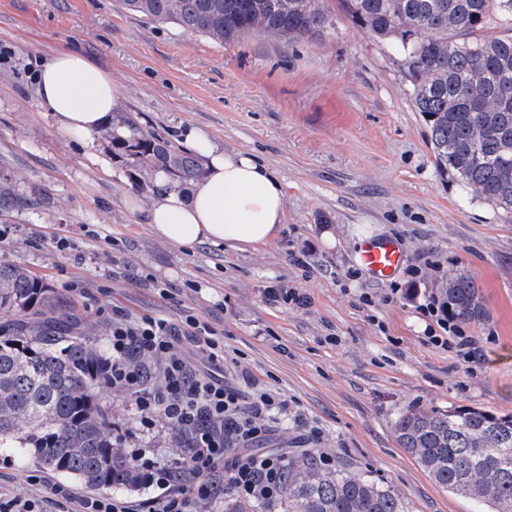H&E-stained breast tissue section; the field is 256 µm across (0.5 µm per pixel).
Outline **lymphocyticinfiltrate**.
<instances>
[{"instance_id":"lymphocytic-infiltrate-1","label":"lymphocytic infiltrate","mask_w":512,"mask_h":512,"mask_svg":"<svg viewBox=\"0 0 512 512\" xmlns=\"http://www.w3.org/2000/svg\"><path fill=\"white\" fill-rule=\"evenodd\" d=\"M420 310L436 324L427 335L431 344L455 350L468 364L483 361L481 348L454 323L439 299H428ZM187 340L207 361H218L224 354L218 331L195 316L176 324L151 316L130 319L113 310L110 352L99 382L103 388L131 393L143 423L150 425L161 417L186 433V458L176 467L158 449H132L145 485L158 488V495L130 501L56 485L51 493L58 504L69 505V512H197L201 504L217 502L227 487L243 498L279 495L281 457L252 454L248 447L267 436L283 400L265 389L243 398L220 379L201 372L183 348Z\"/></svg>"}]
</instances>
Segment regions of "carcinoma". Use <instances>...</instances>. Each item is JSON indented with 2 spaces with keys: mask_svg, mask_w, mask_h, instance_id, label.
<instances>
[{
  "mask_svg": "<svg viewBox=\"0 0 512 512\" xmlns=\"http://www.w3.org/2000/svg\"><path fill=\"white\" fill-rule=\"evenodd\" d=\"M124 8L215 42L271 32L314 39L332 22L323 0H123ZM336 9L403 51L414 107L430 131L441 172L512 211V35L473 39L496 16L512 25V0H336ZM112 154L140 172L141 189L159 171L187 184L202 174L191 154L112 117ZM24 203L0 182V213ZM443 301L464 323L485 309L473 277L448 272ZM0 447L19 448L38 466L93 489H137L141 477L117 448L94 393L102 353L95 324L58 308L52 288L24 267L0 262ZM401 447L439 485L490 512H512V415L468 407L403 412ZM284 491L277 500L224 497V512H403L376 480L320 465L312 452L283 448Z\"/></svg>",
  "mask_w": 512,
  "mask_h": 512,
  "instance_id": "1",
  "label": "carcinoma"
}]
</instances>
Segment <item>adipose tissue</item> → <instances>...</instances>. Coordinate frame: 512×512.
<instances>
[{
	"label": "adipose tissue",
	"instance_id": "1",
	"mask_svg": "<svg viewBox=\"0 0 512 512\" xmlns=\"http://www.w3.org/2000/svg\"><path fill=\"white\" fill-rule=\"evenodd\" d=\"M35 81L42 104L69 134H93L119 106L111 75L72 51L54 52ZM185 138L205 160L203 175L187 187L157 175L161 191L149 208L141 209L133 195L127 208L142 211L156 238L180 248L210 244L245 252L272 241L284 219L282 180L254 155L219 149L201 130Z\"/></svg>",
	"mask_w": 512,
	"mask_h": 512
}]
</instances>
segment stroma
<instances>
[{
	"label": "stroma",
	"instance_id": "stroma-1",
	"mask_svg": "<svg viewBox=\"0 0 512 512\" xmlns=\"http://www.w3.org/2000/svg\"><path fill=\"white\" fill-rule=\"evenodd\" d=\"M58 50L108 71L122 112L174 148L185 149L181 133L194 127L269 164L287 195L275 238L243 253L153 236L122 203L133 192L146 206L154 194L136 190L134 169L113 156L111 125L71 136L40 102L35 69ZM411 91L395 41L339 12L322 38L255 33L219 44L121 0H0V175L27 199L0 215V261L55 288L103 346L116 308L209 322L224 335L214 371L225 385L286 402L263 449L330 454L390 489L405 512H476L400 447L394 424L410 408L512 415V214L439 171ZM326 227L335 245L322 242ZM371 233L400 237L417 276L370 281L356 250ZM302 251L303 267L294 262ZM453 269L482 295L485 319L464 327L482 364L426 339L418 305ZM281 284L307 305L271 301L268 289ZM97 397L128 445L185 456L164 420L142 430L131 395L101 388ZM70 483L0 448V492L40 499Z\"/></svg>",
	"mask_w": 512,
	"mask_h": 512
}]
</instances>
